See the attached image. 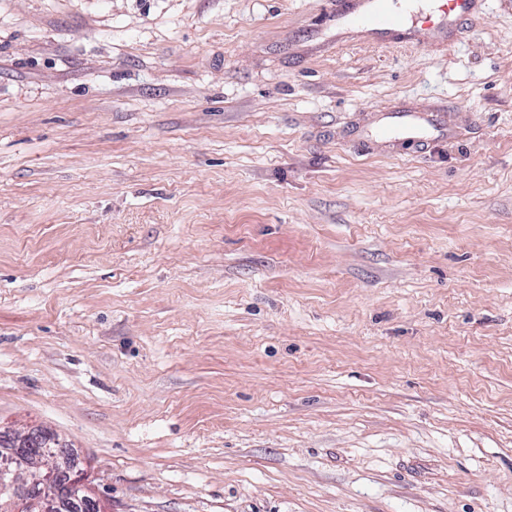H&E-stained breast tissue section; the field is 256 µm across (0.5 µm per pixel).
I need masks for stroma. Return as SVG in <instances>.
<instances>
[{
	"label": "stroma",
	"mask_w": 512,
	"mask_h": 512,
	"mask_svg": "<svg viewBox=\"0 0 512 512\" xmlns=\"http://www.w3.org/2000/svg\"><path fill=\"white\" fill-rule=\"evenodd\" d=\"M327 3L0 0V424L112 512H512V0ZM432 4L400 0H334L321 23L336 29V40L358 35L367 40L421 42V38L448 36L478 11L483 0H434ZM450 134L447 112L398 108L379 113L374 124L361 132L360 138L368 147L376 145L397 152L406 146L423 149L435 139ZM4 427L0 424V434H7L15 448H27L31 446L32 441L45 440L46 444L56 445L55 447H62L63 443L60 441L58 435L42 425H33L24 431H18Z\"/></svg>",
	"instance_id": "35a3bbf8"
}]
</instances>
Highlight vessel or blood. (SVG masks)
<instances>
[{"label": "vessel or blood", "mask_w": 512, "mask_h": 512, "mask_svg": "<svg viewBox=\"0 0 512 512\" xmlns=\"http://www.w3.org/2000/svg\"><path fill=\"white\" fill-rule=\"evenodd\" d=\"M483 0H332L322 25L335 29L337 37L357 35L367 40L420 42L453 32L458 21L476 13ZM444 112H417L398 108L380 113L360 134L364 144L400 151L422 148L450 136Z\"/></svg>", "instance_id": "b4317fda"}]
</instances>
